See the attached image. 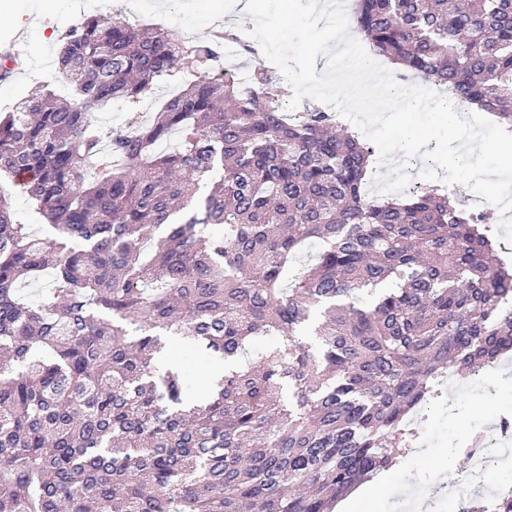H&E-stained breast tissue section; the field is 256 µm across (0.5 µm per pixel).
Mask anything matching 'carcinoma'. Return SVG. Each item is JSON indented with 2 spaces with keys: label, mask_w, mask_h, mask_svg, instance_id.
Masks as SVG:
<instances>
[{
  "label": "carcinoma",
  "mask_w": 512,
  "mask_h": 512,
  "mask_svg": "<svg viewBox=\"0 0 512 512\" xmlns=\"http://www.w3.org/2000/svg\"><path fill=\"white\" fill-rule=\"evenodd\" d=\"M351 22L512 133V0H355ZM224 41L249 86L219 76ZM59 42L73 95L39 82L0 115V175L47 226L0 200V512H330L415 447L446 374L512 351L485 217L434 187L367 195L375 150L334 112L288 117L243 30L88 16ZM186 64L154 119L98 122ZM164 336L224 361L199 399L159 371Z\"/></svg>",
  "instance_id": "obj_1"
}]
</instances>
